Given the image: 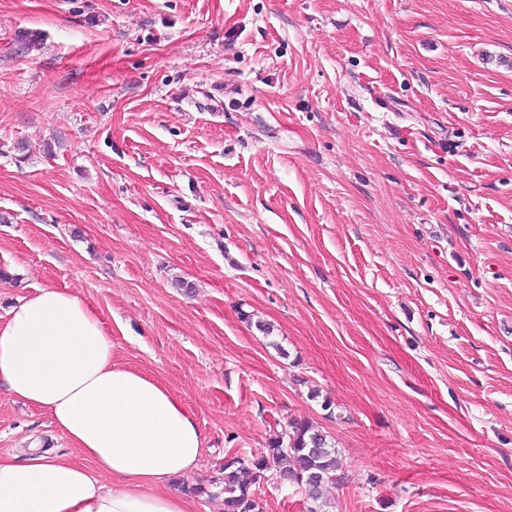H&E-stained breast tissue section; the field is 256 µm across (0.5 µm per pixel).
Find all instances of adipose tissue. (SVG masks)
<instances>
[{"label":"adipose tissue","instance_id":"obj_1","mask_svg":"<svg viewBox=\"0 0 512 512\" xmlns=\"http://www.w3.org/2000/svg\"><path fill=\"white\" fill-rule=\"evenodd\" d=\"M0 388L47 412L78 452L0 457V512H189L168 484L198 467L194 415L113 365L112 334L80 296L44 288L0 317Z\"/></svg>","mask_w":512,"mask_h":512}]
</instances>
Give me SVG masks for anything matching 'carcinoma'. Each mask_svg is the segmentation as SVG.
I'll use <instances>...</instances> for the list:
<instances>
[{"label": "carcinoma", "mask_w": 512, "mask_h": 512, "mask_svg": "<svg viewBox=\"0 0 512 512\" xmlns=\"http://www.w3.org/2000/svg\"><path fill=\"white\" fill-rule=\"evenodd\" d=\"M336 448L326 435L306 421H292L288 430L278 434L268 445L267 454L258 458L230 455L209 486L198 484L196 494L219 489L223 495L224 512H263L255 487L266 472H274L280 480L305 489L308 496L306 512H327L322 489L338 480Z\"/></svg>", "instance_id": "1"}]
</instances>
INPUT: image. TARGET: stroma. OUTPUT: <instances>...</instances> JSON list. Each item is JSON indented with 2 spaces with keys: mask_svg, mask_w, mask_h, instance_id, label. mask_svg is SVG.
<instances>
[{
  "mask_svg": "<svg viewBox=\"0 0 512 512\" xmlns=\"http://www.w3.org/2000/svg\"><path fill=\"white\" fill-rule=\"evenodd\" d=\"M41 288L193 413L191 512L294 419L332 512H512V0H0V316Z\"/></svg>",
  "mask_w": 512,
  "mask_h": 512,
  "instance_id": "1",
  "label": "stroma"
}]
</instances>
